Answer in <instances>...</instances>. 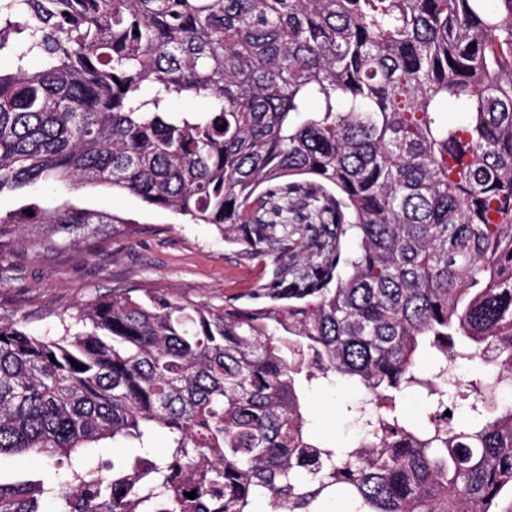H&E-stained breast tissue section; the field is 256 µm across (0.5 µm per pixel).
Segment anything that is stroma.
<instances>
[{"mask_svg":"<svg viewBox=\"0 0 512 512\" xmlns=\"http://www.w3.org/2000/svg\"><path fill=\"white\" fill-rule=\"evenodd\" d=\"M46 198L112 211L135 221L137 231L116 232L94 252L76 245L46 254L29 244L0 257V318L22 322L35 334L56 330L79 307L130 288H155L216 305L247 304L277 273L303 265L314 252L310 236L297 234L281 250L255 254L233 233L188 223L124 192L81 189L50 192ZM359 398L341 382L313 388L308 394L311 439L357 441L360 431L347 407Z\"/></svg>","mask_w":512,"mask_h":512,"instance_id":"35a3bbf8","label":"stroma"}]
</instances>
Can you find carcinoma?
I'll use <instances>...</instances> for the list:
<instances>
[{"label": "carcinoma", "instance_id": "carcinoma-1", "mask_svg": "<svg viewBox=\"0 0 512 512\" xmlns=\"http://www.w3.org/2000/svg\"><path fill=\"white\" fill-rule=\"evenodd\" d=\"M39 183L316 250L253 303L145 288L78 332L0 320V457L49 469L0 481V512H512V0H0V194ZM119 227L33 200L0 211V256ZM488 351L493 383L462 387L448 364ZM339 380L386 410L315 442L306 391Z\"/></svg>", "mask_w": 512, "mask_h": 512}]
</instances>
